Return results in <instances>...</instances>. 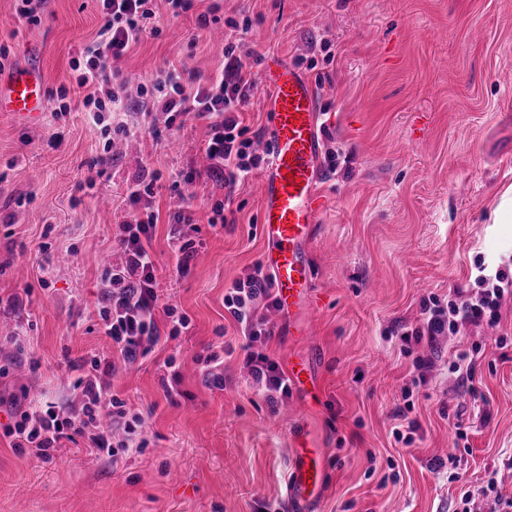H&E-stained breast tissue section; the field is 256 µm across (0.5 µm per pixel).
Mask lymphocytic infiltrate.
<instances>
[{
  "label": "lymphocytic infiltrate",
  "instance_id": "f902f5d3",
  "mask_svg": "<svg viewBox=\"0 0 512 512\" xmlns=\"http://www.w3.org/2000/svg\"><path fill=\"white\" fill-rule=\"evenodd\" d=\"M105 22L96 37L71 61L78 87L85 89L83 106L94 114L105 111L164 112L194 114L206 123L209 159L207 175L220 187L225 198L245 185L248 177L267 164L266 154L257 152L253 138L239 118L254 96L257 82L252 68L262 56L246 43L252 20L244 16L227 18L226 26L238 32L237 41L224 45V62L217 75L200 79L184 69L169 66L137 96L126 93V81L115 64L138 42L156 17V0H98ZM156 181L137 176L126 185L125 202L130 210L113 235L120 260L106 268L102 296L97 308L105 336L112 341L109 354L92 356L88 368L74 382L81 396L76 406H58L41 400L5 404L8 421L0 429L19 454L37 449L49 455L61 440L88 439L97 452L115 458L133 448L143 425L141 417L127 418L125 402L112 391L111 379L119 368L135 365L160 340L157 314L171 318L170 336L188 328L186 315L160 302L157 292L156 261L152 247L159 211L155 207ZM504 274L485 280L482 289L466 296L455 295L448 303L436 296L422 298L421 319L414 333L429 339L456 335L466 328H495L501 321L506 293ZM279 301L274 278L255 267L236 280L224 295V309L241 327L245 353L243 365L253 385L277 405L291 393L290 381L279 365L260 352L273 330L270 311ZM107 416L111 433L99 432L96 422Z\"/></svg>",
  "mask_w": 512,
  "mask_h": 512
}]
</instances>
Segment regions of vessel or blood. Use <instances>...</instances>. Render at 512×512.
I'll return each instance as SVG.
<instances>
[{
    "label": "vessel or blood",
    "mask_w": 512,
    "mask_h": 512,
    "mask_svg": "<svg viewBox=\"0 0 512 512\" xmlns=\"http://www.w3.org/2000/svg\"><path fill=\"white\" fill-rule=\"evenodd\" d=\"M264 74L272 90L269 161L262 181L261 224L273 247L265 265L275 280L281 311H293L313 298L308 245L318 222L316 193L318 101L312 85L294 68L267 58ZM45 99L38 67L21 66L0 81V112L37 122ZM323 464L316 452L299 448L287 481L288 508L309 499L322 483Z\"/></svg>",
    "instance_id": "vessel-or-blood-1"
}]
</instances>
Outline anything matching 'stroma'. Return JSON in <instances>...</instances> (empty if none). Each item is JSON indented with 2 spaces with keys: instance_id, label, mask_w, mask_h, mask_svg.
Returning a JSON list of instances; mask_svg holds the SVG:
<instances>
[{
  "instance_id": "obj_1",
  "label": "stroma",
  "mask_w": 512,
  "mask_h": 512,
  "mask_svg": "<svg viewBox=\"0 0 512 512\" xmlns=\"http://www.w3.org/2000/svg\"><path fill=\"white\" fill-rule=\"evenodd\" d=\"M0 0V45L11 67L37 63L47 96L67 88L72 110L38 123L0 112V394L76 404L75 363L111 350L90 310L112 233L128 211L120 190L157 175V203L184 198L196 243L186 272L156 228L159 291L190 320L112 388L128 415L141 416L146 446L120 462L85 442L62 441L50 456L17 455L0 434V512H283L299 442L324 465L311 512H494L477 490L497 473L512 500V297L498 333L405 342L420 324V302L477 291L481 276L512 277V0H195L156 19L119 61L128 93L176 64L209 77L237 34L223 20L253 21L250 42L308 77L321 111L320 154L336 171L318 175L321 211L309 257L317 303L305 333L275 330L264 348L282 369L310 359L314 383L270 407L250 387L242 340L224 310V292L260 264L261 182L256 172L212 223L221 198L204 173L206 128L193 115L169 134L156 115H139L138 137L104 139L86 114L70 69L104 19L96 0H46L37 23ZM218 22L201 25V14ZM116 147L105 150L106 142ZM195 175L193 186L184 178ZM232 343L224 388L204 386L209 354ZM471 386L452 364L472 345ZM430 360L419 383L416 358ZM178 394L167 397L166 387ZM412 400L418 428L396 442L393 415ZM455 454L459 480L429 469Z\"/></svg>"
}]
</instances>
